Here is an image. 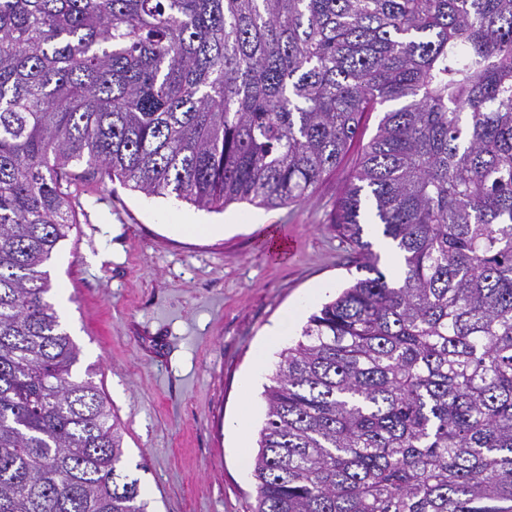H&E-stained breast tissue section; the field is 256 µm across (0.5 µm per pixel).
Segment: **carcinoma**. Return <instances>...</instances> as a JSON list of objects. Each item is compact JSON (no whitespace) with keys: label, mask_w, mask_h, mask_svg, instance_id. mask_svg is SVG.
Returning <instances> with one entry per match:
<instances>
[{"label":"carcinoma","mask_w":512,"mask_h":512,"mask_svg":"<svg viewBox=\"0 0 512 512\" xmlns=\"http://www.w3.org/2000/svg\"><path fill=\"white\" fill-rule=\"evenodd\" d=\"M357 143L255 512H512V0H0V512H147L46 300L74 181L289 206Z\"/></svg>","instance_id":"obj_1"}]
</instances>
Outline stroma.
Returning a JSON list of instances; mask_svg holds the SVG:
<instances>
[{
  "instance_id": "stroma-1",
  "label": "stroma",
  "mask_w": 512,
  "mask_h": 512,
  "mask_svg": "<svg viewBox=\"0 0 512 512\" xmlns=\"http://www.w3.org/2000/svg\"><path fill=\"white\" fill-rule=\"evenodd\" d=\"M357 162L350 152L291 206L178 202L193 221L230 223L221 237L173 234L153 215L163 198L80 179L75 226L46 265L47 298L82 364L98 368L150 512H252V467L231 430L242 381L283 312L305 324L357 278L332 225ZM278 232L293 256L270 254Z\"/></svg>"
}]
</instances>
